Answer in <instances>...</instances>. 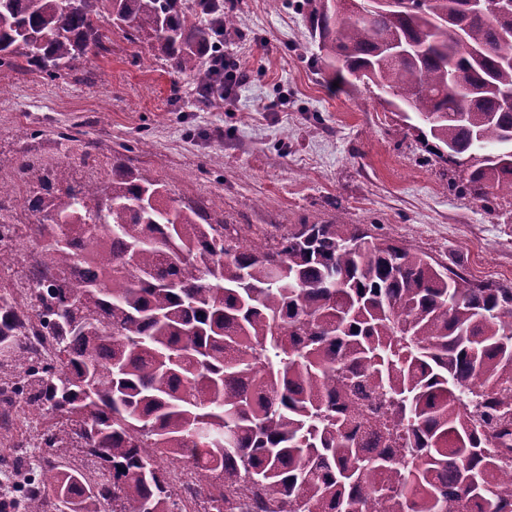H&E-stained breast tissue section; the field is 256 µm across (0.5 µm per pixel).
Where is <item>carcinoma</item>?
<instances>
[{
  "mask_svg": "<svg viewBox=\"0 0 512 512\" xmlns=\"http://www.w3.org/2000/svg\"><path fill=\"white\" fill-rule=\"evenodd\" d=\"M308 0L326 81H362L424 151L460 168L450 187L512 198V0H402L369 10ZM108 20L147 43L211 102L202 49L237 31L222 0H0V68L51 80L105 50ZM27 278L0 293V367L43 448H80L112 471L39 461L22 512H188L162 463L202 468L203 512H512V284L471 285L363 224H295L268 240L227 232L202 205L112 162L101 188L29 159ZM0 270L18 224L0 222ZM35 335L56 360L27 364ZM375 397L371 446L352 428Z\"/></svg>",
  "mask_w": 512,
  "mask_h": 512,
  "instance_id": "carcinoma-1",
  "label": "carcinoma"
}]
</instances>
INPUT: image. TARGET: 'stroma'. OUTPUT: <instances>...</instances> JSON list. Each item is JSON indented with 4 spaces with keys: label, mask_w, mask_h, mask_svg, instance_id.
Here are the masks:
<instances>
[{
    "label": "stroma",
    "mask_w": 512,
    "mask_h": 512,
    "mask_svg": "<svg viewBox=\"0 0 512 512\" xmlns=\"http://www.w3.org/2000/svg\"><path fill=\"white\" fill-rule=\"evenodd\" d=\"M224 53L244 78L229 102L194 104V87L128 33L103 24L104 53L64 78L0 69V205L18 224L30 184L16 162H71L78 183L107 186L121 159L205 205L245 238L342 215L417 249L476 284L512 283V203H480L449 186L451 168L365 89H330L304 0H237ZM74 131L77 141L59 134ZM146 147H139V140ZM93 150H86V143Z\"/></svg>",
    "instance_id": "1"
}]
</instances>
